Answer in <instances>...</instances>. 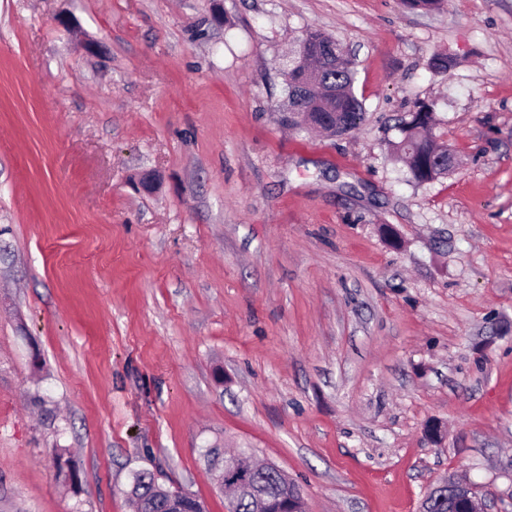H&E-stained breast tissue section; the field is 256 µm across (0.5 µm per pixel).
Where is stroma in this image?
Here are the masks:
<instances>
[{
	"instance_id": "stroma-1",
	"label": "stroma",
	"mask_w": 512,
	"mask_h": 512,
	"mask_svg": "<svg viewBox=\"0 0 512 512\" xmlns=\"http://www.w3.org/2000/svg\"><path fill=\"white\" fill-rule=\"evenodd\" d=\"M309 26L341 136L281 122ZM240 450L309 512H512V0H0V512H133L146 469L226 512ZM282 75V123L288 127L303 131L317 126L339 136L364 120L363 102L354 90V62L341 42L320 29L302 31ZM435 112L434 102L416 103L410 119L399 124L401 139L392 145L395 160L404 164L411 180L421 184L447 175L455 159L449 146L426 134L436 123ZM453 480L448 478V490L435 492L433 488L425 495L422 504L424 512H453L455 509V491Z\"/></svg>"
}]
</instances>
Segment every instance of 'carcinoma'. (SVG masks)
I'll list each match as a JSON object with an SVG mask.
<instances>
[{
	"label": "carcinoma",
	"mask_w": 512,
	"mask_h": 512,
	"mask_svg": "<svg viewBox=\"0 0 512 512\" xmlns=\"http://www.w3.org/2000/svg\"><path fill=\"white\" fill-rule=\"evenodd\" d=\"M286 97L282 123L303 131L317 126L332 135L357 128L364 120V106L354 90L355 65L345 46L313 27L305 28L288 54L283 69ZM436 123L435 103H416L410 119L399 124L401 139L392 145L395 160L404 164L409 178L428 183L453 167V150L427 135ZM250 483L275 496L286 477L274 466H254ZM137 512H171L169 499L155 484L149 472L135 476L131 490ZM423 512H454L453 480L448 490H430L422 504Z\"/></svg>",
	"instance_id": "carcinoma-1"
}]
</instances>
